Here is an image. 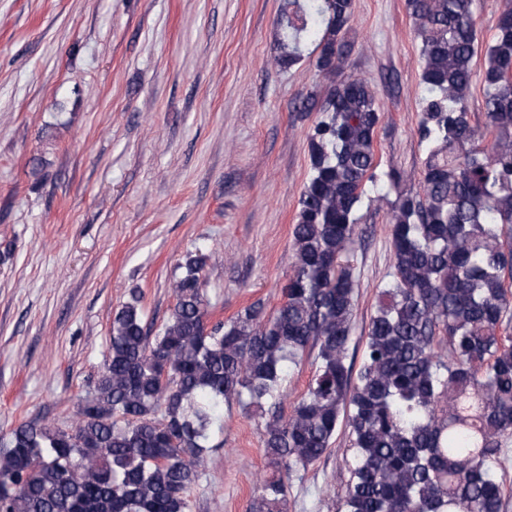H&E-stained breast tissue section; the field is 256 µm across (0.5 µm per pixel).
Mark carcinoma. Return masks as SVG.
<instances>
[{"mask_svg":"<svg viewBox=\"0 0 512 512\" xmlns=\"http://www.w3.org/2000/svg\"><path fill=\"white\" fill-rule=\"evenodd\" d=\"M352 0H288L289 66L311 43L336 74ZM421 39L426 154L420 191L387 174L393 272L371 315L360 366L355 317L357 211L376 182V91L349 76L308 136L311 175L292 231V261L273 312L256 301L209 321L202 272L187 253L163 327L139 299L112 315L93 389L62 426L36 420L0 436V512H191L190 491L224 447V406L261 418L275 472L259 512H287L289 480L348 428V480L337 512H506L500 472L512 459V6L482 70L483 122L467 94L478 45L475 0H406ZM315 370L289 412L290 369Z\"/></svg>","mask_w":512,"mask_h":512,"instance_id":"cac0c4a2","label":"carcinoma"}]
</instances>
